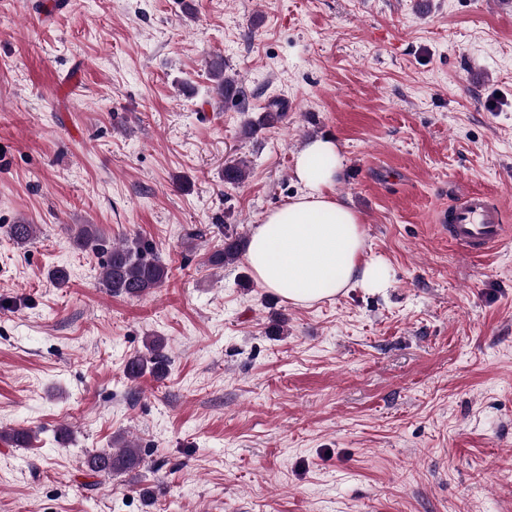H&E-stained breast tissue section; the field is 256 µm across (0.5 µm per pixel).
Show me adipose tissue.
I'll return each mask as SVG.
<instances>
[{
	"label": "adipose tissue",
	"instance_id": "obj_1",
	"mask_svg": "<svg viewBox=\"0 0 512 512\" xmlns=\"http://www.w3.org/2000/svg\"><path fill=\"white\" fill-rule=\"evenodd\" d=\"M338 148L328 138L309 141L296 157L302 191L268 213L249 238L246 260L257 280L296 304H311L355 285L383 288L385 266L363 260L359 216L330 187L341 173Z\"/></svg>",
	"mask_w": 512,
	"mask_h": 512
}]
</instances>
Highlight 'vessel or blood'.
Instances as JSON below:
<instances>
[{
	"label": "vessel or blood",
	"mask_w": 512,
	"mask_h": 512,
	"mask_svg": "<svg viewBox=\"0 0 512 512\" xmlns=\"http://www.w3.org/2000/svg\"><path fill=\"white\" fill-rule=\"evenodd\" d=\"M501 205L477 191L461 193L458 201L441 209L437 221L449 237L472 253L485 254L501 240Z\"/></svg>",
	"instance_id": "1"
}]
</instances>
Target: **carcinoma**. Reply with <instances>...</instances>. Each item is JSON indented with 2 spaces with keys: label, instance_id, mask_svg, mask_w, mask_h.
Listing matches in <instances>:
<instances>
[{
  "label": "carcinoma",
  "instance_id": "1",
  "mask_svg": "<svg viewBox=\"0 0 512 512\" xmlns=\"http://www.w3.org/2000/svg\"><path fill=\"white\" fill-rule=\"evenodd\" d=\"M208 74L215 82L214 89L220 100H238L244 97L239 80L226 74L224 58L216 56L209 60ZM281 103L268 104L270 111L244 125L243 133L251 136L260 129L272 127L284 116ZM246 165L242 161H231L224 165V182L239 184L246 179ZM9 238L23 246L35 234L32 224H11L7 228ZM73 243L81 251H90L100 258L101 281L104 287L115 295L137 298L161 287L168 278V267L160 259L152 241L138 238L129 244H114L101 234L93 224H80L73 236ZM247 238L237 232L224 234V245L213 251L207 258L210 265L222 268L240 260L246 250ZM149 355H136L125 366V375L131 381L150 372L162 377L167 372L168 356L166 344L160 336L147 345ZM114 450L102 451L89 456L87 467L93 473L124 474L136 471L144 465L142 451L131 442L118 438L112 442Z\"/></svg>",
  "mask_w": 512,
  "mask_h": 512
}]
</instances>
